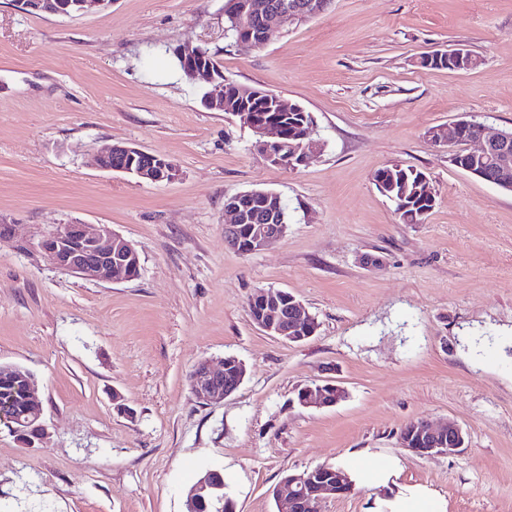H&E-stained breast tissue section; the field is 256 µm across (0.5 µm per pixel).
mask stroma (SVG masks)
<instances>
[{"label": "stroma", "mask_w": 512, "mask_h": 512, "mask_svg": "<svg viewBox=\"0 0 512 512\" xmlns=\"http://www.w3.org/2000/svg\"><path fill=\"white\" fill-rule=\"evenodd\" d=\"M225 0H112L78 16L0 0V363L34 374L45 433L0 422V512H185L200 472H224L235 512H278L284 476L351 469L321 512H512V193L450 164L429 128L467 117L512 128V0H333L255 49L224 34ZM216 52L224 77L314 118L307 165L269 164L252 131L213 112L172 51ZM464 47L472 71L420 67ZM128 143L179 169L168 183L103 171ZM398 164L436 190L403 224L373 183ZM280 195L288 231L243 254L224 201ZM105 224L139 253L128 282H88L45 257L43 237ZM260 288L301 300V343L249 316ZM233 355L246 376L205 404L188 374ZM344 387L333 407L300 388ZM456 421L458 452L419 457L401 429Z\"/></svg>", "instance_id": "35a3bbf8"}]
</instances>
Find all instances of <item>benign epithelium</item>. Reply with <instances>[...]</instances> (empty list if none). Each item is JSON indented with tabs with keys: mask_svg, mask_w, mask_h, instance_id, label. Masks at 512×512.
<instances>
[{
	"mask_svg": "<svg viewBox=\"0 0 512 512\" xmlns=\"http://www.w3.org/2000/svg\"><path fill=\"white\" fill-rule=\"evenodd\" d=\"M22 8L53 15L71 16L104 8L110 0H19ZM331 0H306L300 4L295 0H283L279 6L267 12L263 19L262 32L254 35L242 30L236 36L240 43L261 47L268 43L276 31H288L293 27L316 18L330 5ZM176 54L182 68L192 78L214 87L205 105L211 110L224 111V82L217 79L212 68L200 62L201 49L178 48ZM433 56L448 58L456 68L468 70L476 63V56L469 50L457 47L435 51ZM256 137L255 146L271 165L295 170L308 162L317 148L307 131L298 149L288 155L279 151L285 137L284 126L276 120L258 115L241 114ZM477 133L467 138L471 145L466 155L456 152L448 156V161L458 168L465 169L478 179L494 180L485 168L479 169L468 164V160L482 161L496 168L507 170L512 167V129L496 128L461 118L448 126H437L427 131L431 144L441 147L456 143L471 127ZM96 165L104 171L132 174L153 183L171 182L179 176V170L167 158L129 145H112L103 149L96 157ZM276 193L265 190H252L239 193L224 203V212L230 220L224 224V238L235 241L240 228L250 220L245 202L260 201L267 206ZM287 231L283 217L275 218L273 224L251 225L249 253H259L268 244L282 237ZM41 248L48 260L56 267L86 281L110 279L127 281L136 278L140 271V259L131 242L115 233L106 225H91L81 222L65 224L44 236ZM251 304L259 305L252 321L271 336L286 341L299 342L313 336L318 323L309 314L305 305L294 295L273 289H258L250 297ZM246 374L244 364L234 356L224 358L221 367L214 368L209 362L201 361L189 375L190 388L197 399L206 403H217L231 395L242 384ZM345 397V389L337 384H315L302 388L298 393L299 403L304 407L332 406ZM42 409L38 408L30 416L21 419L13 426L19 434L29 430L34 437L43 435L40 422ZM465 442L463 429L450 420L436 426L426 420H418L402 430L400 444L403 448L419 456L446 454L462 447ZM354 483L349 476L333 470L331 466L319 465L312 471L291 475L276 490L278 499L288 505V512H303L314 502H322L328 497H339L351 493ZM224 498V472L219 469L207 470L191 488L188 500L193 505L205 504L210 500Z\"/></svg>",
	"mask_w": 512,
	"mask_h": 512,
	"instance_id": "benign-epithelium-1",
	"label": "benign epithelium"
}]
</instances>
